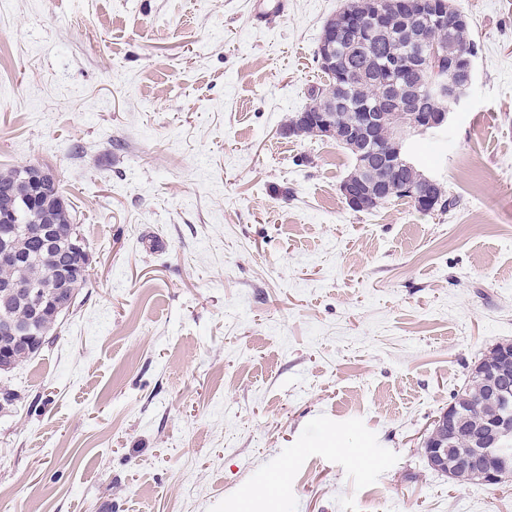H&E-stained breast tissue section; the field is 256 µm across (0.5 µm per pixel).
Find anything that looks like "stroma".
I'll return each instance as SVG.
<instances>
[{
    "instance_id": "1",
    "label": "stroma",
    "mask_w": 512,
    "mask_h": 512,
    "mask_svg": "<svg viewBox=\"0 0 512 512\" xmlns=\"http://www.w3.org/2000/svg\"><path fill=\"white\" fill-rule=\"evenodd\" d=\"M348 0H0V170L50 168L92 264L0 375V512H512L422 442L512 343V0H452L472 93L411 157L456 204L356 213L281 135Z\"/></svg>"
}]
</instances>
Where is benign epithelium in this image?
<instances>
[{
    "instance_id": "7a95c632",
    "label": "benign epithelium",
    "mask_w": 512,
    "mask_h": 512,
    "mask_svg": "<svg viewBox=\"0 0 512 512\" xmlns=\"http://www.w3.org/2000/svg\"><path fill=\"white\" fill-rule=\"evenodd\" d=\"M386 15L383 0L373 2L367 26L347 8H342L323 27L317 47L320 65L329 70L337 64L338 49L345 31L364 26L366 34L371 35L376 29L386 26ZM424 22L428 27H455L466 22V16L445 6L424 15ZM446 56L444 46L425 41L420 53L411 55L396 51L384 67L388 83L394 82V75L400 72L417 68L431 72L423 93L449 103V107L441 112H421L416 103L383 96L373 105L358 106L357 111L350 113L343 122L324 106L313 103L306 111L296 113L294 123H309L317 135L349 144L357 155V166L364 171L377 169L392 175L412 170L415 163L409 153L407 135L447 127L454 109L467 101L475 78V53H467L457 66L449 65L448 77L445 78L440 76L439 66ZM395 119L403 123L400 132L387 139L385 144H380V135ZM54 184L52 172L32 166L29 176L11 189L9 195L19 194L31 205ZM439 191L438 181L424 173L414 180H401L394 187L384 177L370 183L347 178L340 184L342 199L352 209H365L371 203L396 193L416 203L419 208L431 211L440 202L437 197ZM54 230L55 226L49 223L19 224L12 208L0 210V266L15 265L22 260L16 248L19 237H29L48 248L54 243ZM64 253L60 290L55 295L47 294L42 284L34 279L8 280L0 284L7 296L22 302L29 312V317L23 322L15 320L6 310L0 312V336L10 341L9 347L0 349V361L11 360L31 347L41 334L47 312L52 309L57 313L67 312L72 308L74 299L69 288L73 280L87 276L91 255L79 237L67 244ZM511 368V343L492 349L484 357L480 364L484 378L482 397L501 405L502 411L482 428L469 431L463 427L456 403L449 404L435 421L430 437L423 441L424 455L432 469L448 476L455 470H463L487 485H499L512 479V409L509 408L512 387L508 376ZM463 435L470 438L474 446L460 451L453 461H448V443Z\"/></svg>"
}]
</instances>
